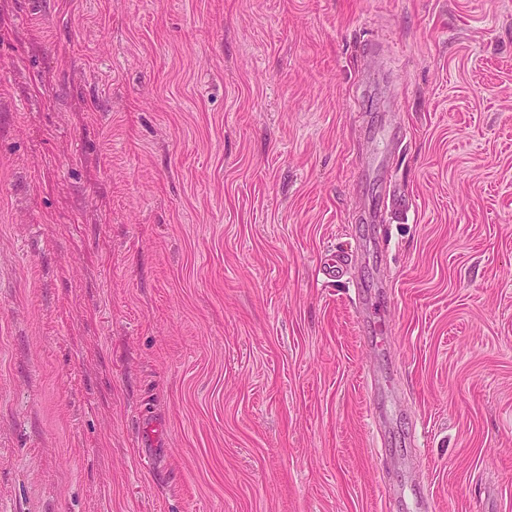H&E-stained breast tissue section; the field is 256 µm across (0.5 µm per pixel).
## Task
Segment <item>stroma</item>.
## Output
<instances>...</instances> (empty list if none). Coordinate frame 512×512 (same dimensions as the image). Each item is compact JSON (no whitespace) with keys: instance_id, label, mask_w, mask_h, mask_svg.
Returning a JSON list of instances; mask_svg holds the SVG:
<instances>
[{"instance_id":"obj_1","label":"stroma","mask_w":512,"mask_h":512,"mask_svg":"<svg viewBox=\"0 0 512 512\" xmlns=\"http://www.w3.org/2000/svg\"><path fill=\"white\" fill-rule=\"evenodd\" d=\"M421 497L512 512V0H0V512Z\"/></svg>"}]
</instances>
